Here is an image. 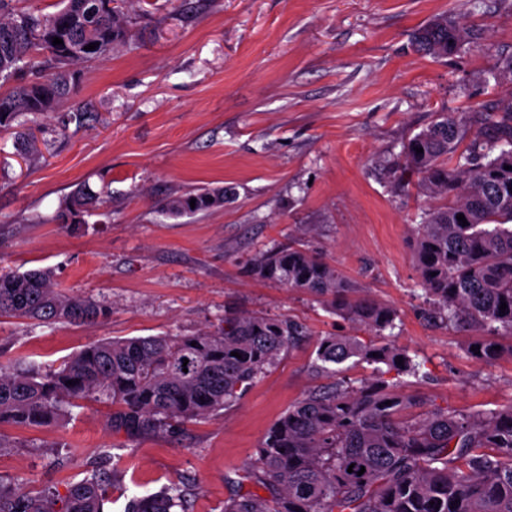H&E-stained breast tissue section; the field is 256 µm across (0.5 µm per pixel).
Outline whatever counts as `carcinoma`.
<instances>
[{"label": "carcinoma", "instance_id": "1", "mask_svg": "<svg viewBox=\"0 0 512 512\" xmlns=\"http://www.w3.org/2000/svg\"><path fill=\"white\" fill-rule=\"evenodd\" d=\"M14 2L0 0V79L21 83L0 93V130L16 122V138L31 145L36 137L22 129L21 118L48 114L70 98L75 76L69 67L99 58L125 38L126 21L114 0H65L46 14ZM468 36L465 25L438 18L419 28L413 43L421 53L442 57L449 44L459 46ZM55 37L63 43L52 44ZM96 42L94 50H84ZM404 169L441 200L414 237L425 298L440 321L486 332L467 353L491 364L501 355L499 330L512 331V98L489 114L484 107L437 113L405 146ZM220 197L189 193L161 209L194 214L217 207ZM98 203L79 187L58 221L79 224ZM252 272L317 296L373 336L318 338L317 370L334 374L335 366L352 360L374 366V378L357 385L341 379L288 407L268 429L239 490L224 501V512H512V403L490 411L419 410L417 397L398 394L385 379L391 372H421L406 348L384 336L396 328L394 308L354 297L335 268L294 246L265 254ZM110 314L91 298L60 293L49 269L0 270V317L91 325ZM305 338L289 317L226 313L191 336L94 341L45 371L19 358L8 370L0 367V426H61L70 407L87 401L110 408L115 434L176 435L235 403ZM112 487V471L99 463L63 495L31 494L0 481V512H104ZM125 512H188L184 486L133 497Z\"/></svg>", "mask_w": 512, "mask_h": 512}]
</instances>
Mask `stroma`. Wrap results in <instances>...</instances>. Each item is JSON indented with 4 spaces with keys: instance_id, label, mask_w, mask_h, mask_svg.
I'll use <instances>...</instances> for the list:
<instances>
[{
    "instance_id": "35a3bbf8",
    "label": "stroma",
    "mask_w": 512,
    "mask_h": 512,
    "mask_svg": "<svg viewBox=\"0 0 512 512\" xmlns=\"http://www.w3.org/2000/svg\"><path fill=\"white\" fill-rule=\"evenodd\" d=\"M128 36L75 67L76 101L97 114L68 122L73 102L35 117L38 151L23 160L0 135V270L49 268L60 291L111 308L93 325L0 318V366L47 367L99 339L192 335L225 309L285 315L307 338L231 407L181 435L113 434L106 406L84 402L68 423L0 427V480L65 491L89 461L116 477L107 512L189 482V512H224L230 481L265 433L309 390L314 341L354 326L311 294L253 275L268 251L296 243L334 266L356 295L396 309L398 345L424 361L401 394L427 407L512 403V333L485 364L467 354L480 332L429 321L414 234L435 201L404 174L403 150L439 112L512 94L498 75L512 56V0H123ZM445 17L466 24L453 55L416 51L412 34ZM103 204L78 230L56 215L76 187ZM231 189L224 205L172 217L171 197Z\"/></svg>"
}]
</instances>
